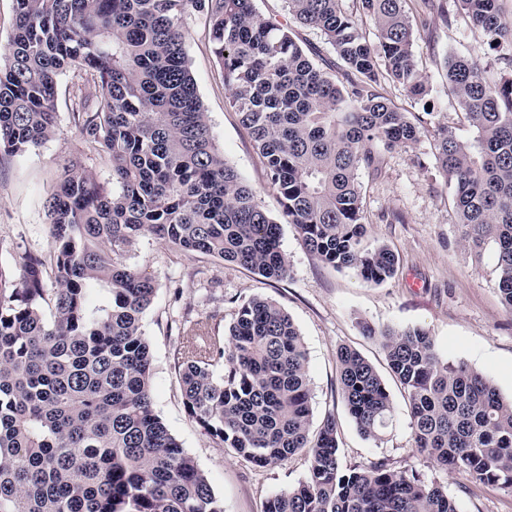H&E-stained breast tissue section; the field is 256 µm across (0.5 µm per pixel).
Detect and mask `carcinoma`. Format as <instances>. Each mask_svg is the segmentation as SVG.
<instances>
[{"label":"carcinoma","instance_id":"carcinoma-1","mask_svg":"<svg viewBox=\"0 0 512 512\" xmlns=\"http://www.w3.org/2000/svg\"><path fill=\"white\" fill-rule=\"evenodd\" d=\"M359 2L373 34L343 0H285L280 19L254 0H14L0 53V164L55 135L57 78L70 71L73 123L111 163L112 188L70 163L44 202L47 253L20 247L0 267V512H224L153 409L142 319L157 285L126 256L151 235L274 281L287 277L288 256L279 224L213 142L185 50L188 16L205 14L229 104L303 245L368 284L395 275L391 249L363 244L361 176L378 174L386 153L425 130L381 83L418 101L429 86L404 0ZM500 3L454 0L489 49L512 52ZM295 25L319 31L341 65L301 43ZM444 69L475 136L437 127V168L452 186L465 249L478 256L495 245L512 311V80L491 84L460 56ZM363 331L407 394L417 451L512 492V398L467 365L442 361L421 327ZM182 336L190 418L254 467L307 454L305 480L263 512H458L446 489L413 469L386 459L341 468L334 413L311 430L307 352L279 304L252 298L227 334L206 318L187 321ZM337 363L358 431L380 438L394 417L386 383L349 347Z\"/></svg>","mask_w":512,"mask_h":512}]
</instances>
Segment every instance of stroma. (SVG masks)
<instances>
[{
  "label": "stroma",
  "instance_id": "obj_1",
  "mask_svg": "<svg viewBox=\"0 0 512 512\" xmlns=\"http://www.w3.org/2000/svg\"><path fill=\"white\" fill-rule=\"evenodd\" d=\"M440 3L405 4L417 35L415 63L430 87L427 100H411L401 86L383 84L384 95L396 105L426 115L428 130L412 146L387 154L378 178L363 180L365 244L388 245L400 258L395 276L380 285L364 283L354 271L327 266L305 248L283 215L248 131L229 105L205 16L197 13L184 22L186 52L214 142L278 222L289 261L287 278L271 281L233 263L181 253L151 237L139 238L127 256L128 263L157 282L154 302L142 320L152 354L154 411L206 474L224 512H263L269 497L298 486L307 473L301 453L268 468H253L207 435L182 403L177 369L182 320L207 317L221 333L233 323L239 306L254 297L281 305L299 330L313 390L312 423L320 425L326 413H335L343 466L384 458L443 486L460 512H512L511 492L465 481L415 450L405 394L378 342L362 331L366 324L376 329L422 327L442 360L466 364L486 376L503 397H512V311L498 290L496 250L486 247L477 257L464 249L452 189L436 169L431 134L443 124L460 137L471 134L448 92L446 57H468L496 82L512 78V63L489 50L482 32L463 12L442 15ZM71 84V74L59 76L55 136L0 166L1 266H10L16 247L48 250L42 201L56 189L69 162H81L103 184L112 182L108 161L83 143L71 121ZM342 345L357 350L387 384L394 420L382 439L363 437L338 395L336 351Z\"/></svg>",
  "mask_w": 512,
  "mask_h": 512
}]
</instances>
